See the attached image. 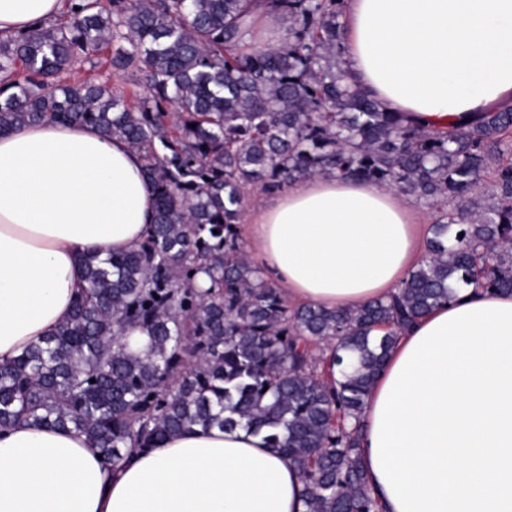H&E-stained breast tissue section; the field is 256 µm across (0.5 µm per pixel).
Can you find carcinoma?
I'll return each mask as SVG.
<instances>
[{"mask_svg":"<svg viewBox=\"0 0 512 512\" xmlns=\"http://www.w3.org/2000/svg\"><path fill=\"white\" fill-rule=\"evenodd\" d=\"M341 4L264 0L288 35L248 52L247 0H67L56 21L0 35V133L94 126L141 155L154 194L143 241L86 256L70 319L0 364L1 429H73L115 468L193 427H241L296 464L307 512H378L360 415L401 329L453 283L512 293V107L462 128L404 123L347 81ZM104 51L140 73L133 102L80 77ZM314 175L428 208L431 261L358 308L289 304L237 228L250 191Z\"/></svg>","mask_w":512,"mask_h":512,"instance_id":"carcinoma-1","label":"carcinoma"}]
</instances>
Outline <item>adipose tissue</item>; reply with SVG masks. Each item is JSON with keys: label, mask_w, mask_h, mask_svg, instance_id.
Returning a JSON list of instances; mask_svg holds the SVG:
<instances>
[{"label": "adipose tissue", "mask_w": 512, "mask_h": 512, "mask_svg": "<svg viewBox=\"0 0 512 512\" xmlns=\"http://www.w3.org/2000/svg\"><path fill=\"white\" fill-rule=\"evenodd\" d=\"M64 0H0V32ZM347 77L426 130L512 101V0H344ZM154 195L139 154L91 126L0 134V362L68 321L87 253L136 247ZM241 237L288 302L327 309L394 291L428 259V218L367 181L315 177L251 208ZM383 512H512V293L459 289L403 333L362 415ZM296 465L244 429L197 428L111 468L86 436L0 433V512H306Z\"/></svg>", "instance_id": "ef3b65f1"}]
</instances>
